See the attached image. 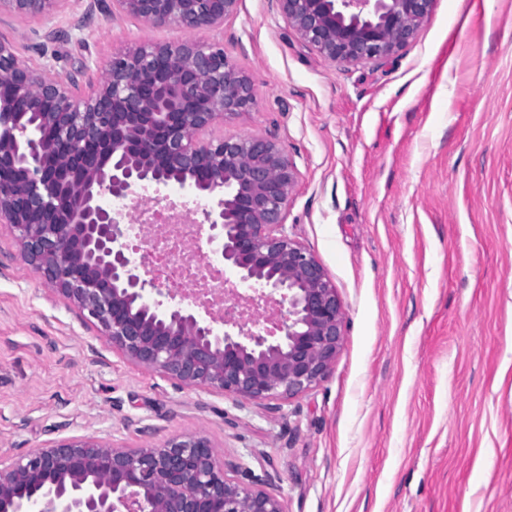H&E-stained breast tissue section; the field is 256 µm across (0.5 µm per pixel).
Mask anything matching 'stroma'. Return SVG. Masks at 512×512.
<instances>
[{"mask_svg":"<svg viewBox=\"0 0 512 512\" xmlns=\"http://www.w3.org/2000/svg\"><path fill=\"white\" fill-rule=\"evenodd\" d=\"M186 33L101 0L0 40L52 76ZM203 40L256 87L216 136L267 137L298 172L286 229L327 270L344 339L286 401L178 386L131 361L25 261L0 223V462L53 441L122 448L201 435L288 512H512V0H434L383 62L341 67L275 0H239Z\"/></svg>","mask_w":512,"mask_h":512,"instance_id":"obj_1","label":"stroma"}]
</instances>
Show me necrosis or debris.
<instances>
[{"mask_svg":"<svg viewBox=\"0 0 512 512\" xmlns=\"http://www.w3.org/2000/svg\"><path fill=\"white\" fill-rule=\"evenodd\" d=\"M125 206L130 214V246L142 252L144 264L164 288L176 295H202L220 317L242 322L256 315V307L245 297L225 300L224 272L204 255L198 226L186 211L140 198L126 201Z\"/></svg>","mask_w":512,"mask_h":512,"instance_id":"obj_1","label":"necrosis or debris"}]
</instances>
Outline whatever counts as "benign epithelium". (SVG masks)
I'll list each match as a JSON object with an SVG mask.
<instances>
[{
	"label": "benign epithelium",
	"mask_w": 512,
	"mask_h": 512,
	"mask_svg": "<svg viewBox=\"0 0 512 512\" xmlns=\"http://www.w3.org/2000/svg\"><path fill=\"white\" fill-rule=\"evenodd\" d=\"M67 0H0L38 20ZM299 37L339 66L390 59L411 41L434 0H276ZM238 0H106L105 13L196 33L224 25ZM85 65L49 78L0 42V223L21 254L134 362L187 386L244 400L306 393L329 373L343 342V303L313 253L285 228L297 173L262 136L201 138L251 111L253 82L224 46L188 40L112 55L83 99ZM174 186L215 198L209 243L258 307L286 314L259 332L234 333L196 300L170 306L131 258L128 225L112 201ZM268 480L242 483L204 436L120 449L90 437L55 442L0 463V512H288Z\"/></svg>",
	"instance_id": "7a95c632"
}]
</instances>
